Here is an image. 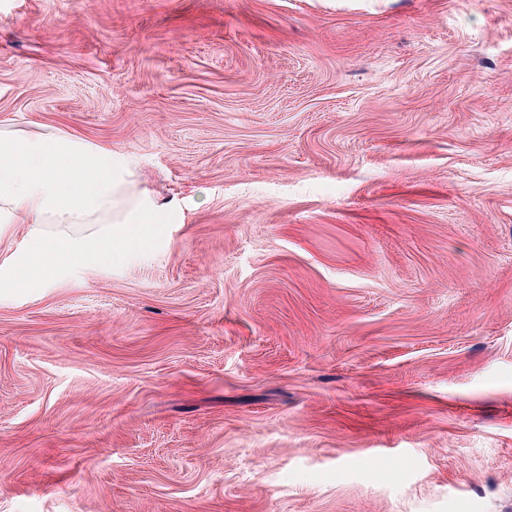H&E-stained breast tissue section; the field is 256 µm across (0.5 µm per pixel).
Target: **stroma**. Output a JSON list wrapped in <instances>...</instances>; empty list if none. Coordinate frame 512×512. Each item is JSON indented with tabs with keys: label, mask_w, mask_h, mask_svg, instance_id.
<instances>
[{
	"label": "stroma",
	"mask_w": 512,
	"mask_h": 512,
	"mask_svg": "<svg viewBox=\"0 0 512 512\" xmlns=\"http://www.w3.org/2000/svg\"><path fill=\"white\" fill-rule=\"evenodd\" d=\"M0 123L183 206L0 290V512H512V0H0Z\"/></svg>",
	"instance_id": "obj_1"
}]
</instances>
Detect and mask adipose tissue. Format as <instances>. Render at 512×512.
<instances>
[{
  "label": "adipose tissue",
  "instance_id": "1",
  "mask_svg": "<svg viewBox=\"0 0 512 512\" xmlns=\"http://www.w3.org/2000/svg\"><path fill=\"white\" fill-rule=\"evenodd\" d=\"M181 214L144 187L137 156L58 127L0 126V239L27 227L25 245L0 263V288H40L53 274L111 263Z\"/></svg>",
  "mask_w": 512,
  "mask_h": 512
}]
</instances>
